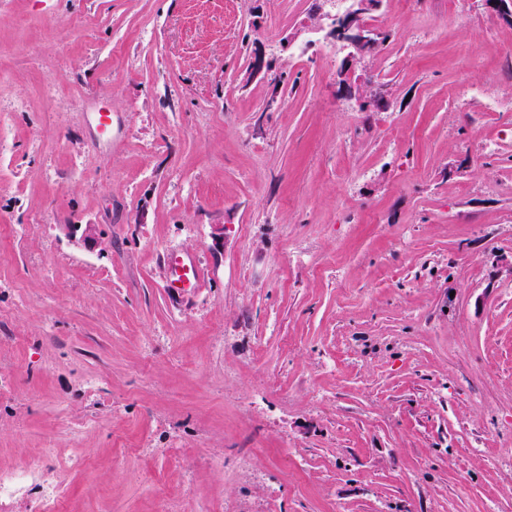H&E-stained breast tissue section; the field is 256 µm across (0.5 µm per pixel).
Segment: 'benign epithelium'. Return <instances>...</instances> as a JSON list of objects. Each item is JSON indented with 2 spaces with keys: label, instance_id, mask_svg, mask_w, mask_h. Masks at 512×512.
Instances as JSON below:
<instances>
[{
  "label": "benign epithelium",
  "instance_id": "7a95c632",
  "mask_svg": "<svg viewBox=\"0 0 512 512\" xmlns=\"http://www.w3.org/2000/svg\"><path fill=\"white\" fill-rule=\"evenodd\" d=\"M375 6L376 0H357L352 9L335 15L333 19L332 37L349 48L337 73L339 82L344 85L349 83L355 64L377 48L378 33L367 23V18ZM356 100L362 109L368 108L372 102L378 106L384 105V98L370 86L359 88Z\"/></svg>",
  "mask_w": 512,
  "mask_h": 512
}]
</instances>
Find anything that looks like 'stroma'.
Listing matches in <instances>:
<instances>
[{
    "label": "stroma",
    "mask_w": 512,
    "mask_h": 512,
    "mask_svg": "<svg viewBox=\"0 0 512 512\" xmlns=\"http://www.w3.org/2000/svg\"><path fill=\"white\" fill-rule=\"evenodd\" d=\"M313 7L0 0V467L65 512H512V22L380 0L365 112ZM165 264L170 271V288L184 290L185 288H200L203 279L201 270L194 264L175 257V253L165 256ZM79 461L53 469L43 460H30L11 470L0 469V509L11 502L27 486H41L40 495L31 503L30 512H60L72 470ZM49 474L48 480L42 478Z\"/></svg>",
    "instance_id": "1"
}]
</instances>
